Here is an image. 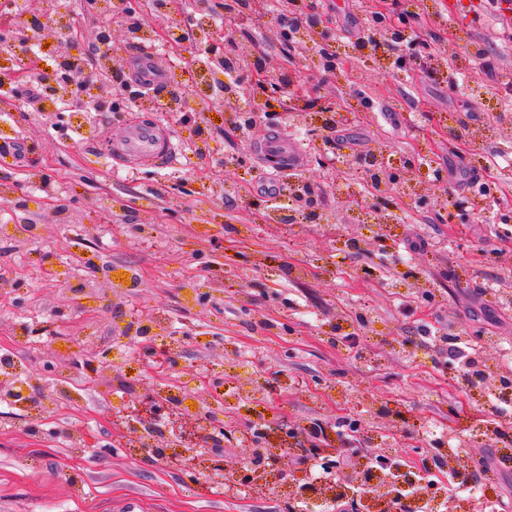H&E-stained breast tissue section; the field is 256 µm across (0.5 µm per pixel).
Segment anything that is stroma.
Here are the masks:
<instances>
[{
    "label": "stroma",
    "mask_w": 512,
    "mask_h": 512,
    "mask_svg": "<svg viewBox=\"0 0 512 512\" xmlns=\"http://www.w3.org/2000/svg\"><path fill=\"white\" fill-rule=\"evenodd\" d=\"M323 36L306 52L273 38L277 11L229 29L276 83L249 136L240 113L207 84L201 52L156 53L163 93L207 90L193 122L152 112L130 67L114 97L135 110L86 112L62 102L48 111L0 85L1 224H34L38 240L0 236V349L16 347L28 365L20 406L0 400V512H288L279 488L237 486L241 470L283 448L284 480L323 481L302 443L340 451L342 421L360 442L336 470L348 495H362L373 455L395 457V475L444 455L476 458L470 482L437 472L440 512H512V448L492 434L512 417L499 387L469 389L449 336L476 349L484 372L512 374V205L471 200V186L501 170L512 198V21L489 0H315ZM78 29L61 25L9 52L12 77L27 91L65 54L83 64L125 51L123 18L89 12L85 0H54ZM411 15L441 71L397 68L407 44L374 50L371 16ZM111 26L112 42L95 34ZM481 58L451 89L448 74L466 47ZM358 112L329 131L324 111ZM474 113L473 140H457V119ZM152 120L177 147L165 168H128L101 150L97 135L120 138L131 117ZM278 134L302 150L297 169L274 173L253 142ZM382 149L392 167L412 160L416 183L390 182L364 195L367 222L339 202L344 185L366 177L361 160ZM321 201L318 219L271 221L294 178ZM88 254L98 271L67 265ZM188 396L174 405L191 422L217 411L223 434L200 446L224 464V482L205 484L162 456L180 447L166 417L125 423L145 396ZM79 431L84 449L68 448ZM158 454L143 451V444Z\"/></svg>",
    "instance_id": "1"
}]
</instances>
